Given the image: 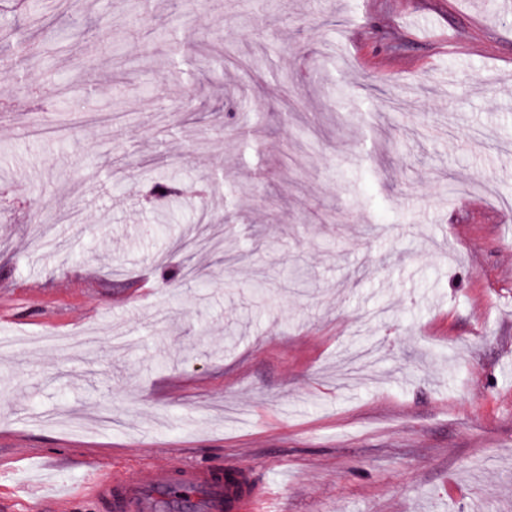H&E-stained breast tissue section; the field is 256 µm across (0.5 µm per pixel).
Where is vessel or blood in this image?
<instances>
[{"instance_id":"1","label":"vessel or blood","mask_w":512,"mask_h":512,"mask_svg":"<svg viewBox=\"0 0 512 512\" xmlns=\"http://www.w3.org/2000/svg\"><path fill=\"white\" fill-rule=\"evenodd\" d=\"M223 461L179 468L159 467L150 479L125 473L113 478L96 477L90 496L113 512H161L169 493L191 500L195 512H251L256 488L243 471H235L236 487L225 489Z\"/></svg>"}]
</instances>
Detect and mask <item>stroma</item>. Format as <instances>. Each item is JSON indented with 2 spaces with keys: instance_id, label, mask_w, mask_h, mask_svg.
Wrapping results in <instances>:
<instances>
[{
  "instance_id": "1",
  "label": "stroma",
  "mask_w": 512,
  "mask_h": 512,
  "mask_svg": "<svg viewBox=\"0 0 512 512\" xmlns=\"http://www.w3.org/2000/svg\"><path fill=\"white\" fill-rule=\"evenodd\" d=\"M0 6V512L216 459L254 512H512V9Z\"/></svg>"
}]
</instances>
